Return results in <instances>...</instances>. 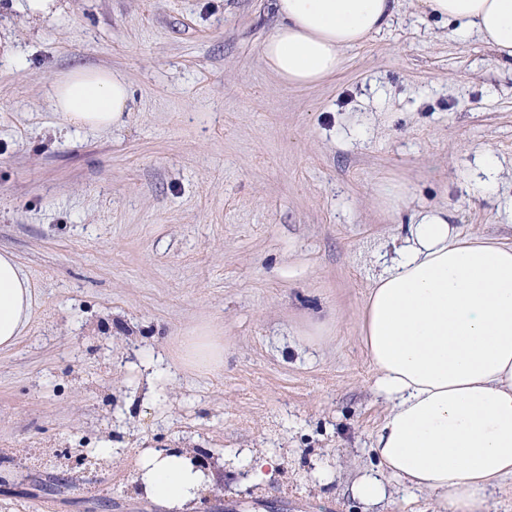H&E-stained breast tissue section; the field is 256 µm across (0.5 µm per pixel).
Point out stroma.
<instances>
[{
	"label": "stroma",
	"mask_w": 512,
	"mask_h": 512,
	"mask_svg": "<svg viewBox=\"0 0 512 512\" xmlns=\"http://www.w3.org/2000/svg\"><path fill=\"white\" fill-rule=\"evenodd\" d=\"M275 23L272 0H0V248L36 288L0 352V512H163L132 465L171 447L224 461L202 512H364L387 413L368 290L423 208L512 243V70L401 0L336 74L287 87L261 57ZM76 68L124 75L125 123H61L49 91ZM201 330L224 364L184 371ZM246 448L277 457L266 483Z\"/></svg>",
	"instance_id": "1"
}]
</instances>
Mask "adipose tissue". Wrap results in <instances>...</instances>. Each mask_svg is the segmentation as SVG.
Instances as JSON below:
<instances>
[{"label":"adipose tissue","mask_w":512,"mask_h":512,"mask_svg":"<svg viewBox=\"0 0 512 512\" xmlns=\"http://www.w3.org/2000/svg\"><path fill=\"white\" fill-rule=\"evenodd\" d=\"M425 14L478 36L512 69V0H416ZM398 0H273L278 23L261 56L288 86L333 75L345 49L388 28ZM52 106L66 124L105 130L123 124L131 92L122 75L77 69L56 79ZM34 318V288L15 255L0 248V350L13 347ZM361 340L387 406L372 436L379 460L351 487L364 505L384 504L394 483L428 494L438 512H489L512 479V244L455 233L447 208L418 213L391 267L374 281ZM185 367L224 361L219 337H192ZM224 478L223 464L198 468L180 448H147L135 490L165 512H194Z\"/></svg>","instance_id":"1"}]
</instances>
